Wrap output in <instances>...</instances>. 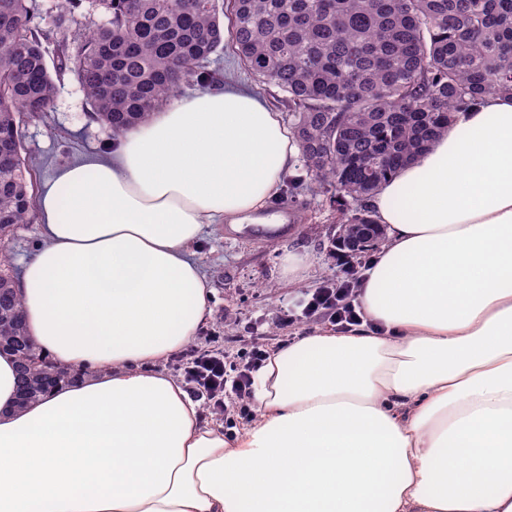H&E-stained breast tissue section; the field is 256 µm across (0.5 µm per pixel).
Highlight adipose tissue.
I'll list each match as a JSON object with an SVG mask.
<instances>
[{"mask_svg":"<svg viewBox=\"0 0 512 512\" xmlns=\"http://www.w3.org/2000/svg\"><path fill=\"white\" fill-rule=\"evenodd\" d=\"M300 153L235 81L175 96L38 198L16 289L80 373L17 405L0 352V512H512V97L459 113L375 192L366 314L274 353L225 439L155 365L209 318L206 225L280 224Z\"/></svg>","mask_w":512,"mask_h":512,"instance_id":"obj_1","label":"adipose tissue"}]
</instances>
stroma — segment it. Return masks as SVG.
I'll list each match as a JSON object with an SVG mask.
<instances>
[{
    "instance_id": "obj_1",
    "label": "stroma",
    "mask_w": 512,
    "mask_h": 512,
    "mask_svg": "<svg viewBox=\"0 0 512 512\" xmlns=\"http://www.w3.org/2000/svg\"><path fill=\"white\" fill-rule=\"evenodd\" d=\"M210 69L246 87L257 88L279 112H287L284 94L275 86H256L240 70L231 52L212 59ZM22 154L32 161L41 183H49L57 168L84 156L111 150V130L90 119L86 96L73 75L57 84L50 111L43 116H24ZM305 206V223L289 221L273 232L234 231L225 224L208 225L193 250L212 292L211 316L205 330H218L219 347L228 354L260 343L268 351H284L302 337L330 325L324 317L307 324L282 322L283 310L295 308L304 292L323 281H341L363 275L367 256L345 254L334 238L338 212L324 194L299 190ZM296 272H289V260Z\"/></svg>"
}]
</instances>
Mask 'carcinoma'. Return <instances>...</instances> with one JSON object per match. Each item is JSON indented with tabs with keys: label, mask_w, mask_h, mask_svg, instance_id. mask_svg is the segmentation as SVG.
<instances>
[{
	"label": "carcinoma",
	"mask_w": 512,
	"mask_h": 512,
	"mask_svg": "<svg viewBox=\"0 0 512 512\" xmlns=\"http://www.w3.org/2000/svg\"><path fill=\"white\" fill-rule=\"evenodd\" d=\"M32 2L0 0V266L37 189L21 117L50 111L55 77L72 73L90 118L118 136L184 85L220 82L207 63L224 49V16L241 69L288 96L309 189L350 205L357 224L375 223L367 203L379 185L458 113L512 96V0H56L54 76ZM85 3L106 22L69 29ZM1 336L24 356L19 406L74 380L42 377L48 358L2 274Z\"/></svg>",
	"instance_id": "carcinoma-1"
}]
</instances>
